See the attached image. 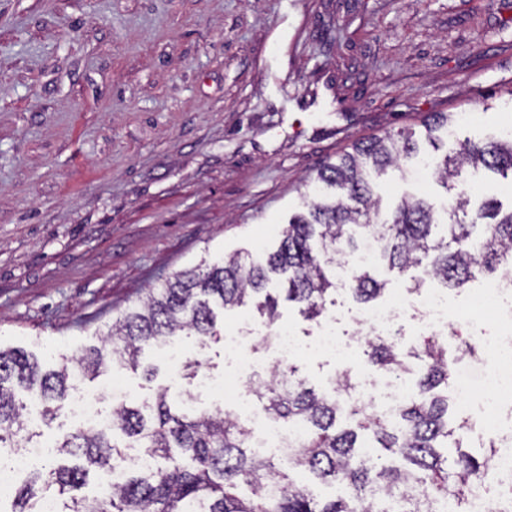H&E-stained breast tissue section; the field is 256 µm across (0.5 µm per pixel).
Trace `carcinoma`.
<instances>
[{
  "mask_svg": "<svg viewBox=\"0 0 512 512\" xmlns=\"http://www.w3.org/2000/svg\"><path fill=\"white\" fill-rule=\"evenodd\" d=\"M451 121V113L433 112L423 120L420 137L404 129L354 143L307 182L306 211L288 219L274 250L260 259L233 254L203 260L174 274L117 318L108 344L87 350L78 367L63 363L44 371L24 350L0 348V448L28 447L22 434L26 404L17 401V393L38 400L43 416L52 418L63 409L77 374L95 378L114 363L136 369L146 348L178 336L203 343L220 335L216 306L228 310L252 302L272 328L279 319L274 285L306 319L323 317L339 289L337 259L369 242L390 267L402 272L422 267L448 289L512 270V209L502 213L493 196L475 207L466 191L481 170L512 175V136L466 139L452 152L426 158L439 186L451 193L441 207L405 195L381 213L375 180L390 169L406 178L409 162L420 155V141L439 149L437 132ZM345 287L367 305L385 293L387 282L358 269ZM365 355L371 365L406 381L407 358L421 362L395 423L357 398L348 372L338 374L335 391L324 393L290 367L287 386H279L273 375L253 388L266 414L306 429L303 445L288 454L285 468L281 459L255 452L252 430L239 417L221 409L196 414L166 386L149 402L123 400L112 407V436L153 457L155 469L143 472L125 463V453L105 432L80 430L55 442L48 466L33 470L15 489L10 512H38L40 481L57 486V497L68 499L63 512H378L381 501L395 512H438L450 499L462 504L491 457L480 461L463 451L465 423L448 421L446 339L426 336L408 351L400 336L379 337L367 342ZM92 470L117 471L120 479L91 499L83 488ZM296 471L339 486L342 494L323 499L296 482Z\"/></svg>",
  "mask_w": 512,
  "mask_h": 512,
  "instance_id": "obj_1",
  "label": "carcinoma"
}]
</instances>
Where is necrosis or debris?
<instances>
[{
    "label": "necrosis or debris",
    "instance_id": "obj_1",
    "mask_svg": "<svg viewBox=\"0 0 512 512\" xmlns=\"http://www.w3.org/2000/svg\"><path fill=\"white\" fill-rule=\"evenodd\" d=\"M469 305V313H459L456 301L443 288H425L413 296L396 290L391 292L385 304L362 309L357 319L361 333L350 337L339 335L334 322L327 320L319 326L310 348L339 361L350 360L364 336L393 335L407 309L416 307L420 310L416 335H473L479 337L481 348L487 349L493 358L492 363L482 370L479 388H472L466 379H459L454 397L460 408H470L478 392L489 402L506 396L512 398V278L501 279L493 290L475 291ZM305 348L293 331L278 328L272 362L266 365L254 358L245 335L237 332L224 338V350L234 365L231 383L238 390L239 409L261 429L259 439L253 443L258 453L284 457L289 446L300 445L304 439L302 426L287 429L278 420L260 412L250 399V390L257 377L268 370H281L292 365ZM411 391L409 383L395 379L380 390L358 386L356 394L372 409L393 421L400 404ZM480 428L494 433L498 444L488 471L466 498L465 512H512V422L507 424L500 418L487 417Z\"/></svg>",
    "mask_w": 512,
    "mask_h": 512
}]
</instances>
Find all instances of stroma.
I'll use <instances>...</instances> for the list:
<instances>
[{
    "label": "stroma",
    "mask_w": 512,
    "mask_h": 512,
    "mask_svg": "<svg viewBox=\"0 0 512 512\" xmlns=\"http://www.w3.org/2000/svg\"><path fill=\"white\" fill-rule=\"evenodd\" d=\"M512 0H0V345L46 368L102 346L173 274L273 248L352 142L512 122ZM121 366L137 401L172 380ZM318 390L341 371L309 354Z\"/></svg>",
    "instance_id": "obj_1"
}]
</instances>
